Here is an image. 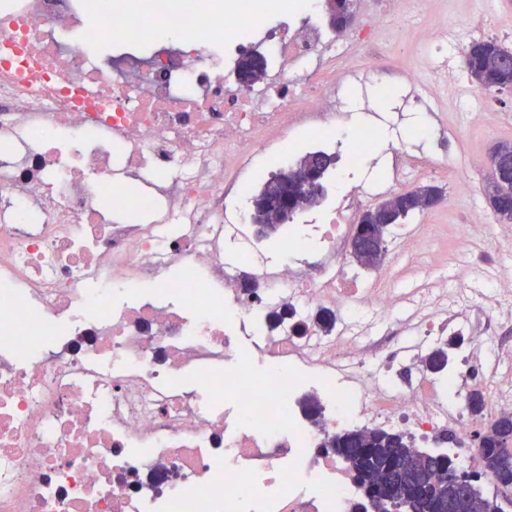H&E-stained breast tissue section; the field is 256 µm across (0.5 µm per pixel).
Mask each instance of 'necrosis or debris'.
Instances as JSON below:
<instances>
[{
    "label": "necrosis or debris",
    "instance_id": "necrosis-or-debris-1",
    "mask_svg": "<svg viewBox=\"0 0 512 512\" xmlns=\"http://www.w3.org/2000/svg\"><path fill=\"white\" fill-rule=\"evenodd\" d=\"M301 2L0 0V512H349L354 485L321 448L336 430L473 433L455 379L380 378L390 337L351 336L359 313L397 321L405 301L351 269L359 212L447 156L400 151L387 181L320 200L315 261L292 233L275 265H225L258 149L306 133V151H334L347 94L377 70L386 4L357 0L331 38ZM419 22L432 77L467 84L456 34ZM247 43L266 87L235 81ZM426 305L416 346L451 328L474 366L512 363L447 326V289Z\"/></svg>",
    "mask_w": 512,
    "mask_h": 512
}]
</instances>
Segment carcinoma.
Here are the masks:
<instances>
[{"mask_svg": "<svg viewBox=\"0 0 512 512\" xmlns=\"http://www.w3.org/2000/svg\"><path fill=\"white\" fill-rule=\"evenodd\" d=\"M463 63L471 81L484 91L501 92L512 89V62L501 54V44L494 40L477 42L464 53ZM277 186L288 187L290 193L303 192L295 168L272 174L251 199V220L260 232L276 231L280 224L267 222V211L278 207ZM488 199L494 212L512 220V163L505 160L491 170ZM436 188L423 186L417 192L398 193L384 200L387 217L398 222L432 205ZM376 239L360 243L354 251L355 260L363 267L379 266L380 242L386 228H376ZM325 451H334L343 458L353 481L361 491L362 501L353 504L352 512H371L369 490L392 486V497L400 512H444L441 488L433 477L458 469L455 459L447 453H418L406 436L384 428L349 429L333 434L322 443ZM478 453L484 473L496 485L512 488V414L503 415L488 425L479 437ZM467 512H503L481 495L468 502Z\"/></svg>", "mask_w": 512, "mask_h": 512, "instance_id": "cac0c4a2", "label": "carcinoma"}]
</instances>
